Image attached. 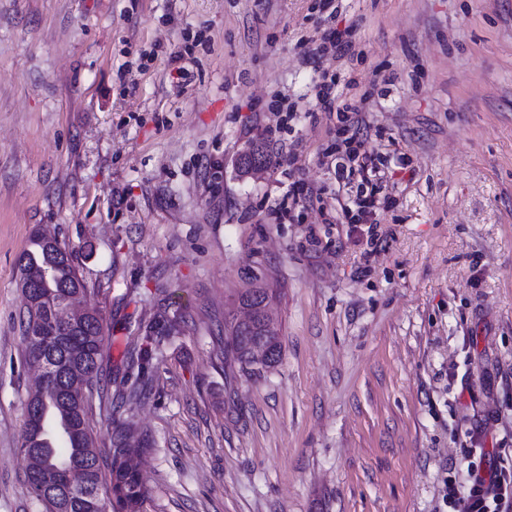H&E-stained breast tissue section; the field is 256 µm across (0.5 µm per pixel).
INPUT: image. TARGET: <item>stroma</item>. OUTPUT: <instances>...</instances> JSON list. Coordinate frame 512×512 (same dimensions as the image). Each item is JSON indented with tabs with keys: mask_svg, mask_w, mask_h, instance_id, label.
Listing matches in <instances>:
<instances>
[{
	"mask_svg": "<svg viewBox=\"0 0 512 512\" xmlns=\"http://www.w3.org/2000/svg\"><path fill=\"white\" fill-rule=\"evenodd\" d=\"M319 4L0 0V512H42L17 282L43 230L104 320L109 393L141 395L95 425L144 443L142 512H452L471 448L512 457V0ZM327 28L352 56L318 53ZM326 77L366 98L391 174L369 257L335 123L287 112ZM255 145L271 162L241 174ZM298 181L312 200L277 218ZM252 276L282 357L229 381L224 317ZM164 305L183 335L128 370Z\"/></svg>",
	"mask_w": 512,
	"mask_h": 512,
	"instance_id": "obj_1",
	"label": "stroma"
}]
</instances>
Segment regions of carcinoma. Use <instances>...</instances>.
Here are the masks:
<instances>
[{"label": "carcinoma", "mask_w": 512, "mask_h": 512, "mask_svg": "<svg viewBox=\"0 0 512 512\" xmlns=\"http://www.w3.org/2000/svg\"><path fill=\"white\" fill-rule=\"evenodd\" d=\"M19 286L27 305L21 319L26 347L24 359L36 358L56 374L52 384L38 382L25 403L26 423L20 451L27 462L33 497L46 512H141L147 489L137 460L145 451L123 433L111 436L110 447L99 448L93 433L94 389L102 384L104 325L98 312L86 309L66 316L70 335L47 342L38 337L60 311L84 297L73 252L60 244L48 249L37 235L19 263ZM272 298L269 288L253 281L237 294L235 305L253 307ZM183 323L181 316L159 312L144 326L143 341L170 336ZM231 341L223 350L224 364L249 377L261 372L249 341L235 315L225 319Z\"/></svg>", "instance_id": "obj_1"}]
</instances>
